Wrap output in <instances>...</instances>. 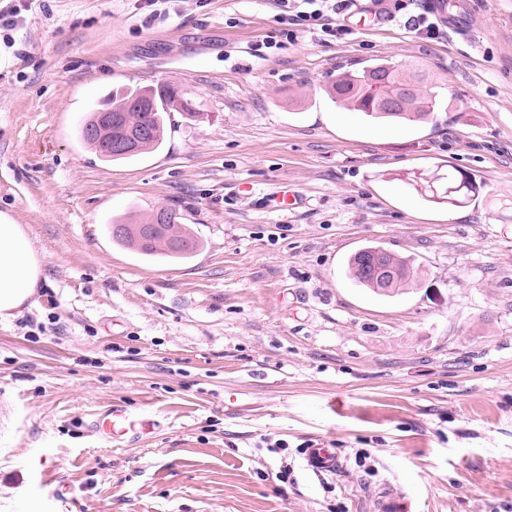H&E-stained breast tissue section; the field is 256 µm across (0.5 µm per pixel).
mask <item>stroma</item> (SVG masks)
Listing matches in <instances>:
<instances>
[{
	"label": "stroma",
	"mask_w": 512,
	"mask_h": 512,
	"mask_svg": "<svg viewBox=\"0 0 512 512\" xmlns=\"http://www.w3.org/2000/svg\"><path fill=\"white\" fill-rule=\"evenodd\" d=\"M426 39L389 21L302 32L266 56L275 0H12L0 29V212L45 281L0 318V512H512V0H474ZM410 66L449 108L377 122L325 88L348 63ZM170 82L162 148L81 145L112 87ZM480 186L429 201L420 174ZM289 184L301 205L281 211ZM175 205L186 264L113 246L111 224ZM378 246L420 281L387 298L346 274ZM151 412L114 448L88 422ZM335 449L333 474L306 469ZM448 181L441 190L429 185L432 195L427 197L438 203H448V206L460 207L468 203L478 192V185L475 181L463 174L460 177L448 171ZM304 459L308 469L324 473L336 472V453L332 448H309ZM375 510L378 512H411V501L393 484H386L374 493Z\"/></svg>",
	"instance_id": "1"
}]
</instances>
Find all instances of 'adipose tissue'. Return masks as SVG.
I'll return each instance as SVG.
<instances>
[{"mask_svg":"<svg viewBox=\"0 0 512 512\" xmlns=\"http://www.w3.org/2000/svg\"><path fill=\"white\" fill-rule=\"evenodd\" d=\"M42 281V261L24 225L0 213V316L23 307Z\"/></svg>","mask_w":512,"mask_h":512,"instance_id":"adipose-tissue-1","label":"adipose tissue"}]
</instances>
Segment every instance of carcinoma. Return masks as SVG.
Listing matches in <instances>:
<instances>
[{
  "mask_svg": "<svg viewBox=\"0 0 512 512\" xmlns=\"http://www.w3.org/2000/svg\"><path fill=\"white\" fill-rule=\"evenodd\" d=\"M409 87L404 104L396 111L381 110L377 102L380 97L397 94L401 87ZM328 96L338 105L365 113L367 116L391 122H428L434 119L436 100L433 86L417 71L397 68L388 63H377L360 69L344 70L325 88ZM136 100L149 101L150 108L139 111L132 107ZM100 104L112 109V131L122 129L138 131L145 127L149 135L142 139L137 152L133 154H105L104 142L85 135L87 126L93 124L98 113L92 111L80 128L83 143L102 159L117 161L131 159L157 150L165 137V116L180 112L184 118L194 120L199 116L194 102L180 87L170 83H159L145 87H121L112 90ZM430 199L438 203L460 207L468 203L478 192L475 181L465 175L448 173V181L442 189L429 186ZM170 214L169 233L166 237L141 241L135 233H119L111 226L112 240L135 253L148 258H164L181 262L191 258L200 247V242L189 225L182 223V214L173 206L165 207ZM372 247L357 250L348 260V275L358 285L377 295L399 296L417 286L419 268L409 259L392 252L382 255L384 272L376 270L372 262Z\"/></svg>",
  "mask_w": 512,
  "mask_h": 512,
  "instance_id": "carcinoma-1",
  "label": "carcinoma"
}]
</instances>
